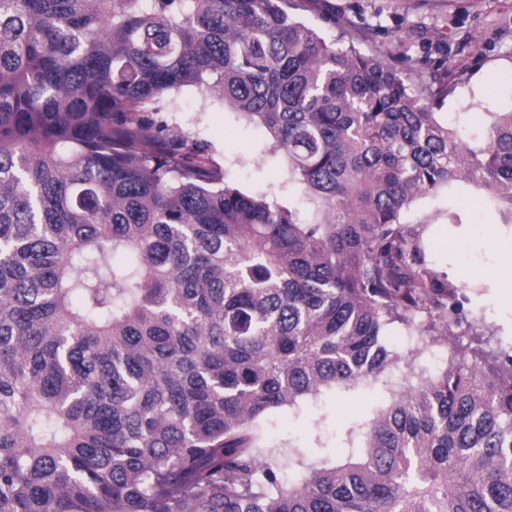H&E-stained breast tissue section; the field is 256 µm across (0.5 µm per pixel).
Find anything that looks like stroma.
<instances>
[{
  "label": "stroma",
  "mask_w": 512,
  "mask_h": 512,
  "mask_svg": "<svg viewBox=\"0 0 512 512\" xmlns=\"http://www.w3.org/2000/svg\"><path fill=\"white\" fill-rule=\"evenodd\" d=\"M292 15L317 28L327 41L344 39L361 52L393 61L425 39L448 41L454 84L443 110L462 136L491 113L512 109V0H291ZM171 119L191 140L210 146V155L228 181L242 191L294 209L302 221L312 212L289 188L283 162L261 126L248 122L218 96L196 87L169 94ZM415 234L426 267L458 288L463 318L450 342L431 337L407 344L412 330L388 325L383 344L394 356L384 378L401 390L417 375L442 370L450 350H512V309L497 295L512 289V269L491 239L512 243L504 222L483 191L459 185L419 200L403 216ZM389 398L380 389L326 391L320 398L267 413L260 444L275 449L280 465L301 453L309 461L334 462L347 453V435L371 418Z\"/></svg>",
  "instance_id": "35a3bbf8"
}]
</instances>
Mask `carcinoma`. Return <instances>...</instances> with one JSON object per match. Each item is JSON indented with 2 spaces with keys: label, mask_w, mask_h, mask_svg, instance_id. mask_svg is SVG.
<instances>
[{
  "label": "carcinoma",
  "mask_w": 512,
  "mask_h": 512,
  "mask_svg": "<svg viewBox=\"0 0 512 512\" xmlns=\"http://www.w3.org/2000/svg\"><path fill=\"white\" fill-rule=\"evenodd\" d=\"M289 5L0 0V512H512L511 353L452 356L288 484L259 445L379 382L388 322L453 335L417 199L473 183L512 220V110L465 139L452 84L412 87L447 42L387 63ZM189 86L265 128L312 221L162 116Z\"/></svg>",
  "instance_id": "carcinoma-1"
}]
</instances>
